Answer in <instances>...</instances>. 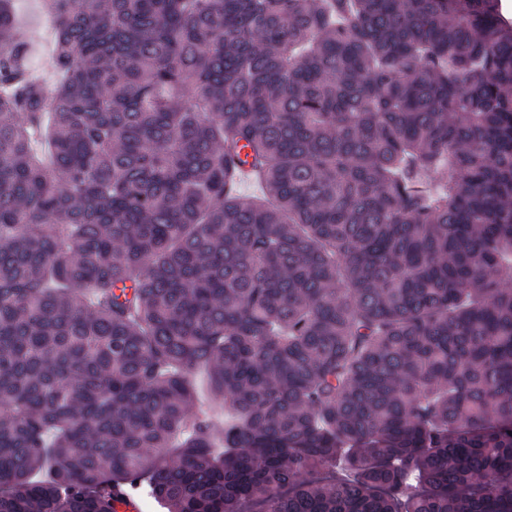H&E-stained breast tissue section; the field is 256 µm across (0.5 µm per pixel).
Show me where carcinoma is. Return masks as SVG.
<instances>
[{
    "mask_svg": "<svg viewBox=\"0 0 512 512\" xmlns=\"http://www.w3.org/2000/svg\"><path fill=\"white\" fill-rule=\"evenodd\" d=\"M17 4L0 512H512L498 0Z\"/></svg>",
    "mask_w": 512,
    "mask_h": 512,
    "instance_id": "cac0c4a2",
    "label": "carcinoma"
}]
</instances>
